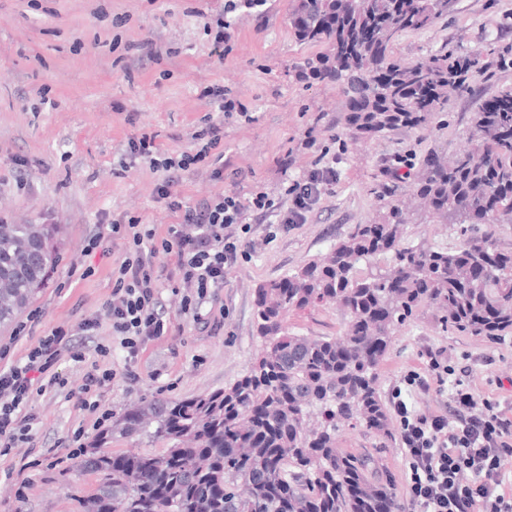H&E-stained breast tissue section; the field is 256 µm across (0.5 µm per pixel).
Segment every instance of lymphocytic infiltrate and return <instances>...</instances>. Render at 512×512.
Wrapping results in <instances>:
<instances>
[{"label":"lymphocytic infiltrate","instance_id":"obj_1","mask_svg":"<svg viewBox=\"0 0 512 512\" xmlns=\"http://www.w3.org/2000/svg\"><path fill=\"white\" fill-rule=\"evenodd\" d=\"M207 141L196 153L159 158L155 135L144 133L127 142L126 159L149 163L160 177L155 198L178 217L166 236L139 218L114 219L107 233L88 242L97 249L105 238L126 244L125 258L112 270V299L102 318L83 321L79 330L95 335L108 321L128 359L138 357L150 339L169 329L160 305L159 288L170 283L181 295V310L199 315L205 300L223 287L224 277L254 248L250 213L270 217L271 228L284 232L306 223L322 195L336 181V169L317 165L284 185L280 198L259 191L243 198L233 189L197 205L187 203L177 189L176 171L210 167L214 179L224 177V156L218 124H209ZM166 264L155 265L158 256ZM70 329L59 326L29 348L23 361L0 366V446L28 440L32 417L23 411L32 387L51 389L61 380L54 366L68 350ZM428 377L412 375L411 389L448 388V409L440 413L415 410L394 389L390 409L398 421V436L406 461V498L410 512H512V488L505 483L512 469V403L500 405L478 395L440 350L426 352ZM405 387V388H406Z\"/></svg>","mask_w":512,"mask_h":512}]
</instances>
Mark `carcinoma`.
Segmentation results:
<instances>
[{"label": "carcinoma", "instance_id": "cac0c4a2", "mask_svg": "<svg viewBox=\"0 0 512 512\" xmlns=\"http://www.w3.org/2000/svg\"><path fill=\"white\" fill-rule=\"evenodd\" d=\"M448 15V0H297L300 41L326 52L306 76L334 83L353 139L422 130L448 96L469 91L451 50L404 65L392 46ZM477 144L421 162L414 203L379 192L377 219L355 225L322 258L256 289L262 351L224 389L125 413L116 430L171 442L161 456L112 455L102 434L82 455L99 475L82 512H403L390 476L370 454L338 447L343 427L388 438L378 369L396 326L432 307L447 329L484 339L512 333V87L477 103ZM457 226L450 250L405 243L413 207ZM56 261L47 224H0V325L11 322ZM365 267H360V264ZM334 303L339 337L288 331L290 311Z\"/></svg>", "mask_w": 512, "mask_h": 512}]
</instances>
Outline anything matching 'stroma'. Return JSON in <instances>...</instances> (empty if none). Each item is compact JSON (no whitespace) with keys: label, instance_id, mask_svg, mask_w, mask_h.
I'll list each match as a JSON object with an SVG mask.
<instances>
[{"label":"stroma","instance_id":"obj_1","mask_svg":"<svg viewBox=\"0 0 512 512\" xmlns=\"http://www.w3.org/2000/svg\"><path fill=\"white\" fill-rule=\"evenodd\" d=\"M296 0H268L261 16L236 20L232 49L214 51L206 22L222 14L224 0H0V220L53 227L57 262L45 284L19 314L23 337L0 326L9 361L57 326L76 329L112 298V269L123 259L124 240L108 254L90 253L87 240L102 219L136 216L165 236L175 216L154 198L158 172L119 158L134 135L156 134L165 154L196 151L194 134L211 116L223 126L228 165L223 181L208 168L183 173L178 186L197 204L227 189L243 197L263 191L277 198L284 178L306 173L322 154L336 159V181L306 223L266 240L267 217L252 216L257 249L233 267L224 286L203 305L202 320L181 314L180 297L160 288L170 331L149 341L128 361L109 324L96 335L71 337L82 361L62 354L56 365L65 388L32 390L24 411L32 415L28 442L0 454V512H81L98 478L81 473L84 448L110 432L109 452L158 456L168 443L115 432L116 422L141 400H183L239 379L258 357L255 290L321 258L357 224L376 218L377 193L409 197L413 177L394 179L398 159L420 166L432 152L467 148L473 100L449 96L442 125L368 141H353L343 129L341 95L335 85L300 77L317 45L300 43L290 24ZM512 45V0H451L447 16L431 27L402 35L395 57L404 64L441 50L461 55ZM219 84L244 104L248 117L224 118L205 87ZM314 147H306V139ZM411 244L451 248L452 226L414 216ZM87 277H80V270ZM290 332L336 336L344 318L335 306L288 314ZM112 348V381L99 391L109 418L96 423L81 407L79 391L98 359L97 345ZM442 350L452 364L467 367V380L492 401L512 400V335L488 341L444 329L433 309L398 326L379 368L382 398L405 375H427L426 350ZM135 379H128L127 371ZM80 445H73V438ZM339 445L359 454L379 450L395 489H402L405 458L398 436L382 440L362 429L344 431Z\"/></svg>","mask_w":512,"mask_h":512}]
</instances>
